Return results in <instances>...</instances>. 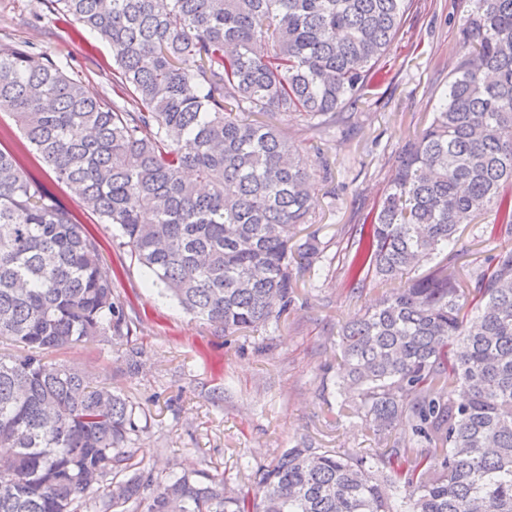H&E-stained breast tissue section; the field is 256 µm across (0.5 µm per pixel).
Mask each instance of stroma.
<instances>
[{
    "mask_svg": "<svg viewBox=\"0 0 512 512\" xmlns=\"http://www.w3.org/2000/svg\"><path fill=\"white\" fill-rule=\"evenodd\" d=\"M461 16L460 0H414L388 74L349 117L348 129L315 139L317 221L298 225L293 242H315L319 255L312 268L294 271L292 301L275 324L227 336L186 314L112 246L115 226L98 223L50 170L37 169L47 189L104 242L103 265L122 270L115 292L138 317L128 340L82 344L53 357L112 384L145 411L147 427L135 447L159 478L198 471L245 488L257 468L303 438L318 448L371 447L340 406L332 367L337 328L362 314L379 290L369 283L349 294L340 272L351 253L340 229L362 223L387 185L396 153L430 123L461 55ZM0 40L69 57L88 94L111 100V48L78 37L49 0H0ZM492 220L483 214L460 226L459 265L488 254L483 229Z\"/></svg>",
    "mask_w": 512,
    "mask_h": 512,
    "instance_id": "obj_1",
    "label": "stroma"
}]
</instances>
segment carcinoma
Wrapping results in <instances>:
<instances>
[{"label":"carcinoma","instance_id":"carcinoma-1","mask_svg":"<svg viewBox=\"0 0 512 512\" xmlns=\"http://www.w3.org/2000/svg\"><path fill=\"white\" fill-rule=\"evenodd\" d=\"M112 49V104L67 61L0 43V100L47 167L186 313L231 335L291 303L315 219L316 136L382 74L412 0H51ZM463 54L433 118L352 227L350 293L399 283L340 329L336 387L375 448L304 438L253 494L161 481L132 445L144 411L47 354L129 337L119 270L79 218L0 148V512H512V0H464ZM491 213L493 255L414 276Z\"/></svg>","mask_w":512,"mask_h":512}]
</instances>
